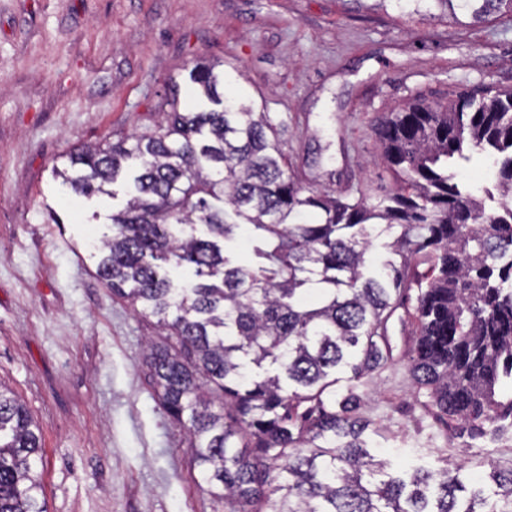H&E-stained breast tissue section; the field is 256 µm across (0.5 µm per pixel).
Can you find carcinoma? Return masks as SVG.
Wrapping results in <instances>:
<instances>
[{
	"label": "carcinoma",
	"instance_id": "carcinoma-1",
	"mask_svg": "<svg viewBox=\"0 0 512 512\" xmlns=\"http://www.w3.org/2000/svg\"><path fill=\"white\" fill-rule=\"evenodd\" d=\"M473 27L512 16V0H354ZM152 129L105 135L52 166L67 193L127 200L94 245L112 296L155 319L146 375L183 434L196 484L224 512H512V468L489 495L443 467L402 475L367 446L357 384L394 362L388 323L424 257L417 340L406 356L436 413L494 434L512 417V87L446 103L414 96L374 125L395 186L350 198L305 186L267 102L229 91L233 75L187 67ZM497 167L476 191L473 158ZM243 238L255 261L227 243ZM193 278L175 284L167 269ZM350 385L336 390V374ZM41 429L0 385V512H47Z\"/></svg>",
	"mask_w": 512,
	"mask_h": 512
}]
</instances>
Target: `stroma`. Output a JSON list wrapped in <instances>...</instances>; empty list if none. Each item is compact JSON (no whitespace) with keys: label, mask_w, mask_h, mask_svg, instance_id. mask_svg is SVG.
Instances as JSON below:
<instances>
[{"label":"stroma","mask_w":512,"mask_h":512,"mask_svg":"<svg viewBox=\"0 0 512 512\" xmlns=\"http://www.w3.org/2000/svg\"><path fill=\"white\" fill-rule=\"evenodd\" d=\"M199 56L283 114L303 181L371 195L392 182L376 117L418 92L512 86V18L463 29L348 0H0V383L43 431L49 512H224L148 384L152 327L96 274L89 243L124 187L66 199L51 174L73 147L151 129ZM417 296L389 321L394 364L358 387L370 450L393 472L445 458L467 476L512 468V428L460 429L414 384Z\"/></svg>","instance_id":"obj_1"}]
</instances>
